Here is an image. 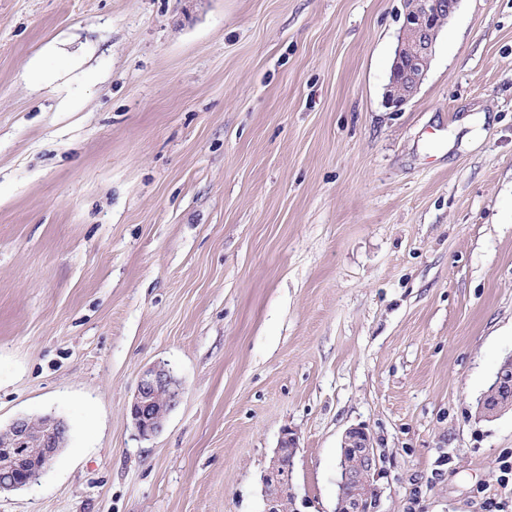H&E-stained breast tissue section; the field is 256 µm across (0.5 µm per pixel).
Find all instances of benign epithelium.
I'll list each match as a JSON object with an SVG mask.
<instances>
[{
	"mask_svg": "<svg viewBox=\"0 0 512 512\" xmlns=\"http://www.w3.org/2000/svg\"><path fill=\"white\" fill-rule=\"evenodd\" d=\"M459 0H406L404 32L393 70L402 74L403 95L387 87V104L401 107L418 89L428 70L435 36L456 11ZM183 393L181 382L163 363L144 370L130 405V417L138 434L153 436L162 431L170 412ZM512 409V357L495 374L493 388L480 398L478 417L491 419ZM67 426L52 415L19 417L0 428V493L29 485L41 475L64 447ZM298 443L286 430L279 439L271 466L263 476L265 512H296L291 473ZM384 458L363 427L348 428L340 442L339 494L334 512H379L378 481L385 473Z\"/></svg>",
	"mask_w": 512,
	"mask_h": 512,
	"instance_id": "1",
	"label": "benign epithelium"
}]
</instances>
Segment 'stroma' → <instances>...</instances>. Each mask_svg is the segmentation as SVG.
<instances>
[{
	"label": "stroma",
	"mask_w": 512,
	"mask_h": 512,
	"mask_svg": "<svg viewBox=\"0 0 512 512\" xmlns=\"http://www.w3.org/2000/svg\"><path fill=\"white\" fill-rule=\"evenodd\" d=\"M404 0H0V427L66 448L0 512H512V0H459L385 100ZM183 394L135 431L140 372ZM512 357L507 358L495 374L492 390L480 398L478 418L491 419L512 409ZM384 458L364 427L348 428L340 442L339 494L334 512H379ZM298 443L294 433L285 430L275 449L271 466L263 476L265 512H296L291 473Z\"/></svg>",
	"instance_id": "1"
}]
</instances>
